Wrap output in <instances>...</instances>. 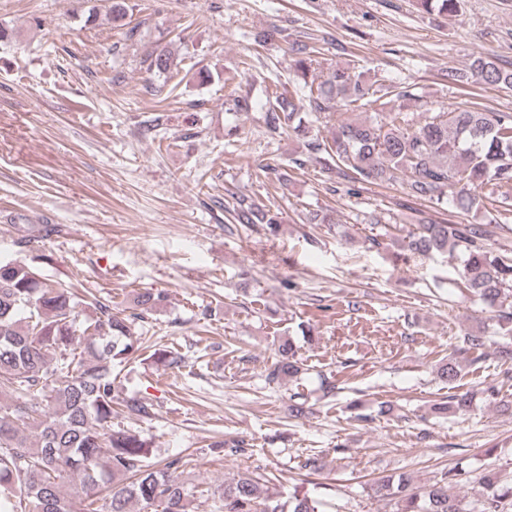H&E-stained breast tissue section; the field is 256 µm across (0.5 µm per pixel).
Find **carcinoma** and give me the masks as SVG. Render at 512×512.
<instances>
[{
  "mask_svg": "<svg viewBox=\"0 0 512 512\" xmlns=\"http://www.w3.org/2000/svg\"><path fill=\"white\" fill-rule=\"evenodd\" d=\"M418 11L455 16L459 0H415ZM299 91L277 89L268 97L264 121L281 135L292 131L307 138V153L319 156L327 180L354 185L398 184L412 200L447 205L465 213L483 212L482 224H450L416 209L413 227L402 238L404 255L427 259L446 255L460 261L458 287L494 312L498 334H512V256L500 254L491 240L507 228L500 207L512 202V112H487L475 106L435 110L423 95L397 87L378 71L368 75L356 61L326 72L320 51L303 41L289 46ZM148 70L166 73L172 58L165 50L151 53ZM444 78L464 84L478 82L512 87V65L490 54L473 55L466 68ZM399 99L415 103L406 112ZM365 117L341 121L331 138L310 134L309 123H329L336 105ZM303 155L288 167L264 165L280 185L290 171L304 168ZM224 211L237 225L280 223L263 200L240 196L227 188ZM159 293L142 292L135 299L144 318L162 301ZM80 299L69 288L47 280L27 264L0 259V512H131L134 502L158 505L161 512H194L196 492H186L179 474L186 461L173 457L148 463L149 443L136 434L112 427L118 413L152 416V405L136 398L119 400L112 369L142 355V337L132 330L133 318L112 311V303L95 301L93 313L79 318ZM491 341L484 332L461 333L454 354L437 362L448 384L461 376L457 355L481 364ZM279 358L266 369L267 385L298 378L303 368L293 342L284 339ZM341 370L319 375L323 396L334 398L344 389ZM474 393L454 394L433 404L438 415H465ZM445 472L432 484L415 485L400 473L371 488L376 497L395 500L396 512H512V481L494 471L480 478L478 496L468 500L448 495ZM77 480L75 494L85 508L76 511L62 491L66 479ZM220 512H322L323 503L308 496L286 502L263 495L260 479L249 474L218 491Z\"/></svg>",
  "mask_w": 512,
  "mask_h": 512,
  "instance_id": "1",
  "label": "carcinoma"
}]
</instances>
